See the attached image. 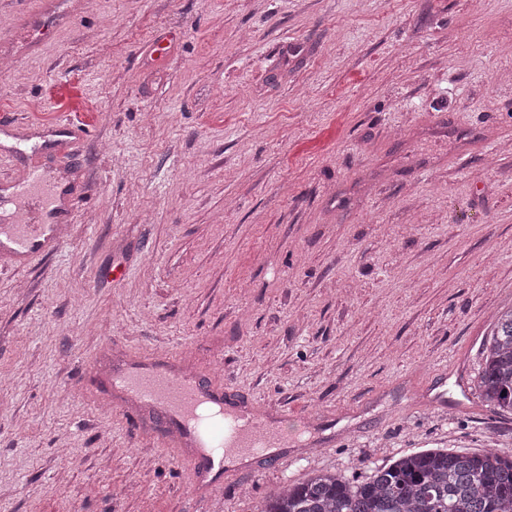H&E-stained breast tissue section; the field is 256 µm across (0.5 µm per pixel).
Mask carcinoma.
I'll list each match as a JSON object with an SVG mask.
<instances>
[{
    "label": "carcinoma",
    "instance_id": "1",
    "mask_svg": "<svg viewBox=\"0 0 512 512\" xmlns=\"http://www.w3.org/2000/svg\"><path fill=\"white\" fill-rule=\"evenodd\" d=\"M477 389L489 407L512 411V309L493 323ZM259 512H512V456L497 448L414 450L364 480L313 473Z\"/></svg>",
    "mask_w": 512,
    "mask_h": 512
}]
</instances>
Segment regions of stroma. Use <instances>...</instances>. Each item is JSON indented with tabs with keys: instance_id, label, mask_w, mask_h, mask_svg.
Masks as SVG:
<instances>
[{
	"instance_id": "1",
	"label": "stroma",
	"mask_w": 512,
	"mask_h": 512,
	"mask_svg": "<svg viewBox=\"0 0 512 512\" xmlns=\"http://www.w3.org/2000/svg\"><path fill=\"white\" fill-rule=\"evenodd\" d=\"M12 55L0 191L39 171L66 218L0 264V512H257L416 448L512 455L476 389L512 308V0H92ZM131 350L341 438L197 499L85 372Z\"/></svg>"
}]
</instances>
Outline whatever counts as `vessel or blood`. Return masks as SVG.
Listing matches in <instances>:
<instances>
[{
  "mask_svg": "<svg viewBox=\"0 0 512 512\" xmlns=\"http://www.w3.org/2000/svg\"><path fill=\"white\" fill-rule=\"evenodd\" d=\"M77 9L74 0H38L34 14L23 16L13 32L18 38L28 37L37 20L59 24ZM42 183L37 175L27 182L24 222L0 227V248L22 264L55 245L49 225L40 220L48 205ZM106 380L120 406L132 405L156 415L162 427L158 446L185 464L198 495L220 488L225 476L234 473L231 457L273 461L272 449L281 439L274 422L289 415L283 407L233 397L222 382L203 369L185 365L176 353H125L120 363L110 367Z\"/></svg>",
  "mask_w": 512,
  "mask_h": 512,
  "instance_id": "vessel-or-blood-1",
  "label": "vessel or blood"
}]
</instances>
